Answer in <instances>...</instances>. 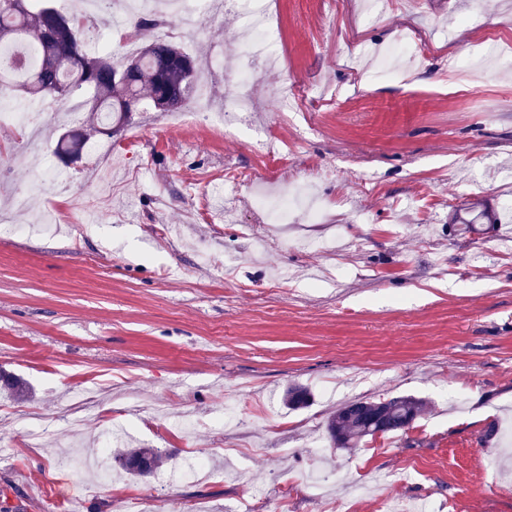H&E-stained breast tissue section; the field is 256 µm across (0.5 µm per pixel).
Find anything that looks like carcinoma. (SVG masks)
Listing matches in <instances>:
<instances>
[{
  "label": "carcinoma",
  "mask_w": 512,
  "mask_h": 512,
  "mask_svg": "<svg viewBox=\"0 0 512 512\" xmlns=\"http://www.w3.org/2000/svg\"><path fill=\"white\" fill-rule=\"evenodd\" d=\"M23 0L9 12L8 0H0V83L11 82L35 99L70 91H90L89 112L96 121L93 131L121 128L131 113L147 107L160 112L176 111L195 91L197 60L168 35L156 33L165 17L149 13L139 17L137 27L148 32L139 51L116 63L97 51L92 36L79 33L72 20L84 13L66 7L60 0ZM91 137L82 129H71L57 142L58 155L78 157ZM0 386L12 395L29 393L20 378L0 372ZM291 409L307 406L310 391L303 386L288 388L284 397ZM426 403L414 396L378 401H357L338 408L326 424L329 442L336 448H355L376 434L396 433L409 427L424 411ZM119 460L127 473L146 478L158 469L162 455L154 448H127Z\"/></svg>",
  "instance_id": "1"
}]
</instances>
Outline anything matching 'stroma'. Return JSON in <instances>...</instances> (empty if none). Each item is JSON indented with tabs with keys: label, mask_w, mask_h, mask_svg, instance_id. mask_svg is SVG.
Masks as SVG:
<instances>
[{
	"label": "stroma",
	"mask_w": 512,
	"mask_h": 512,
	"mask_svg": "<svg viewBox=\"0 0 512 512\" xmlns=\"http://www.w3.org/2000/svg\"><path fill=\"white\" fill-rule=\"evenodd\" d=\"M365 2L271 0L284 63L255 65L256 110L234 137L136 112L64 164L78 97L38 100V158L0 122V369L31 388L0 389V512H381L385 497L512 512V255L496 252L512 237V0H383L373 23ZM238 26L218 5L200 31L173 16L165 32L222 53L221 95L243 63ZM402 35L420 64L369 81ZM285 85L300 111L276 112ZM259 132L287 149L281 179L309 183L322 223L256 210L253 191L279 187ZM312 238L332 250L302 248ZM293 385L308 407L284 404ZM402 395L427 404L406 430L314 447L340 406ZM228 405L239 421L224 428ZM111 425L123 443L102 464ZM124 445L163 466L130 477ZM191 456L208 477L169 478ZM310 471L324 480L308 489Z\"/></svg>",
	"instance_id": "1"
}]
</instances>
